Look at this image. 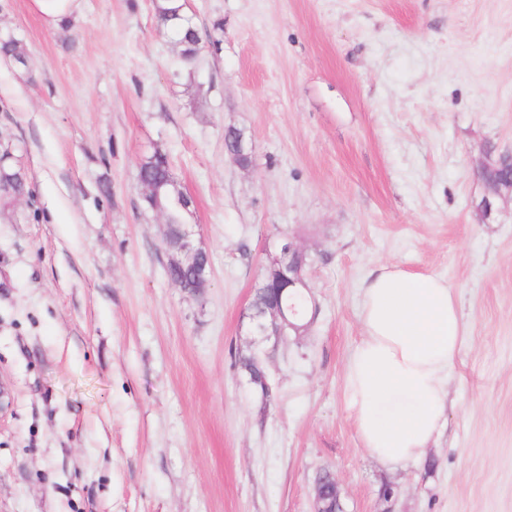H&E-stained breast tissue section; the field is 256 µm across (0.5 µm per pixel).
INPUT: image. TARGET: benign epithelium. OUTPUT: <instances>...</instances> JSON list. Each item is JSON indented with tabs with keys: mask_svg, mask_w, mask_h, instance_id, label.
Masks as SVG:
<instances>
[{
	"mask_svg": "<svg viewBox=\"0 0 512 512\" xmlns=\"http://www.w3.org/2000/svg\"><path fill=\"white\" fill-rule=\"evenodd\" d=\"M224 152L238 164H243V159L248 156L247 145L243 135L226 131L224 134ZM508 171V176L500 180L497 196L502 198L512 194V155L501 154L497 158H489L480 165L479 176L483 180H489L501 173ZM167 228L174 233H166L163 238V251L167 258V266L186 268L192 275V283L182 288V292L191 298L203 295L209 281L210 262L207 253L203 252L195 243L194 231L189 224H169ZM302 251L288 237L279 241L274 254L271 256L270 269L277 276L270 278L269 288L279 296L285 290L292 288L296 291H309V285L303 275V265L300 262ZM248 320L249 335L262 341L282 336V329L288 326L298 329L291 323L283 308L276 304L260 313L249 309L244 313ZM315 512H343L339 507L336 496L315 486Z\"/></svg>",
	"mask_w": 512,
	"mask_h": 512,
	"instance_id": "benign-epithelium-1",
	"label": "benign epithelium"
}]
</instances>
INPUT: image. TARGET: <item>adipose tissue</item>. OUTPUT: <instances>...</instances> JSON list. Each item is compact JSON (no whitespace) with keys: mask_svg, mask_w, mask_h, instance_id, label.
I'll return each instance as SVG.
<instances>
[{"mask_svg":"<svg viewBox=\"0 0 512 512\" xmlns=\"http://www.w3.org/2000/svg\"><path fill=\"white\" fill-rule=\"evenodd\" d=\"M364 334L345 390L358 435L379 461H419L439 433L464 342L453 289L438 276L385 269L364 288Z\"/></svg>","mask_w":512,"mask_h":512,"instance_id":"1","label":"adipose tissue"}]
</instances>
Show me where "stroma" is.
<instances>
[{
	"mask_svg": "<svg viewBox=\"0 0 512 512\" xmlns=\"http://www.w3.org/2000/svg\"><path fill=\"white\" fill-rule=\"evenodd\" d=\"M184 4L188 64L155 0H84L61 29L0 0L27 55L0 60V154L32 189L0 198V512H314L325 472L344 512H512V200L475 212L480 161L512 153V0ZM157 150L195 200L198 299L141 208ZM284 236L317 314L255 345L243 314ZM384 266L445 278L463 315L421 462L376 460L345 392Z\"/></svg>",
	"mask_w": 512,
	"mask_h": 512,
	"instance_id": "obj_1",
	"label": "stroma"
}]
</instances>
